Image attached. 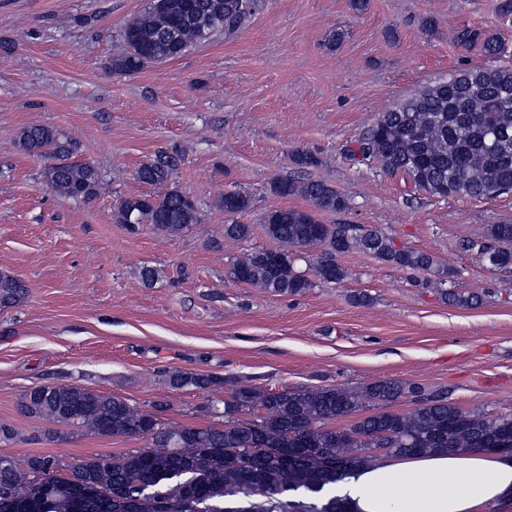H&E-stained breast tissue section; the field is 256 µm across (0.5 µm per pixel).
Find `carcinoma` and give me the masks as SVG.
<instances>
[{
  "label": "carcinoma",
  "instance_id": "1",
  "mask_svg": "<svg viewBox=\"0 0 512 512\" xmlns=\"http://www.w3.org/2000/svg\"><path fill=\"white\" fill-rule=\"evenodd\" d=\"M253 14L249 0H150L123 32L124 48L112 58L114 71L133 74L148 64L171 61L220 34L236 32ZM457 43L487 56L502 44L464 28ZM18 148L27 155L55 156L44 178L60 197L91 199L103 184L91 163L69 162L70 149L42 125L24 128ZM381 169L408 174L415 185L443 198H489L512 190V65L458 71L425 86L381 113L350 149ZM176 159L160 154L141 165L138 179L151 186L169 183ZM272 191L301 195L316 209L337 212L347 202L327 184L279 180ZM224 213L242 214L250 196L232 191L220 202ZM117 220L136 231L142 224L178 235L197 223L196 202L176 188L123 198ZM278 247L255 250L236 260L234 278L276 295L312 287L297 269L301 248L319 247L314 277L325 283L345 278L336 255L352 248L403 270L435 273L447 282L430 254L398 248L373 227L324 224L311 211L276 209L264 218ZM249 224H226L224 236L243 241ZM497 268H512V224H494L480 244ZM25 283L0 271V309L19 305ZM175 388L217 381L193 373L171 377ZM411 398L405 413L380 411L348 427L336 422L364 404ZM20 409L30 417L106 436L148 439L151 444L108 458L92 457L66 466L47 455L18 461L0 455V512H349L322 494L324 485L351 474L375 457V449L406 456L495 448L512 440L511 415L462 410L442 390L399 380H378L361 389L341 386L262 389L232 386L211 406L224 416L215 426H166L157 414L127 401L76 385L44 384L26 392Z\"/></svg>",
  "mask_w": 512,
  "mask_h": 512
}]
</instances>
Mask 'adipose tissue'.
<instances>
[{
	"label": "adipose tissue",
	"mask_w": 512,
	"mask_h": 512,
	"mask_svg": "<svg viewBox=\"0 0 512 512\" xmlns=\"http://www.w3.org/2000/svg\"><path fill=\"white\" fill-rule=\"evenodd\" d=\"M325 493L350 512H487L512 497V458L483 450L379 456Z\"/></svg>",
	"instance_id": "ef3b65f1"
}]
</instances>
